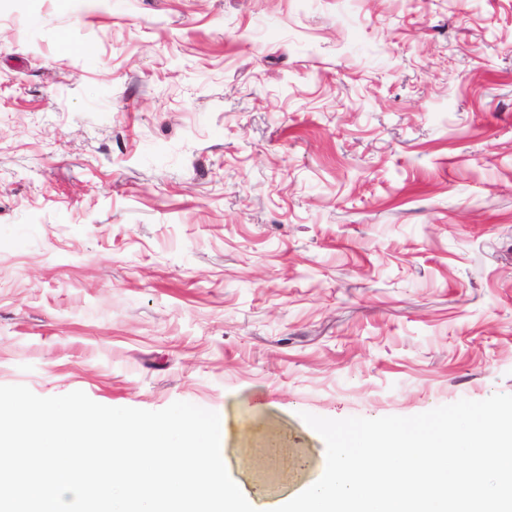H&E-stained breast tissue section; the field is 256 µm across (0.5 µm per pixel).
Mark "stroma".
Here are the masks:
<instances>
[{
	"label": "stroma",
	"instance_id": "stroma-1",
	"mask_svg": "<svg viewBox=\"0 0 512 512\" xmlns=\"http://www.w3.org/2000/svg\"><path fill=\"white\" fill-rule=\"evenodd\" d=\"M0 385L223 411L255 512L512 394V0H0Z\"/></svg>",
	"mask_w": 512,
	"mask_h": 512
}]
</instances>
